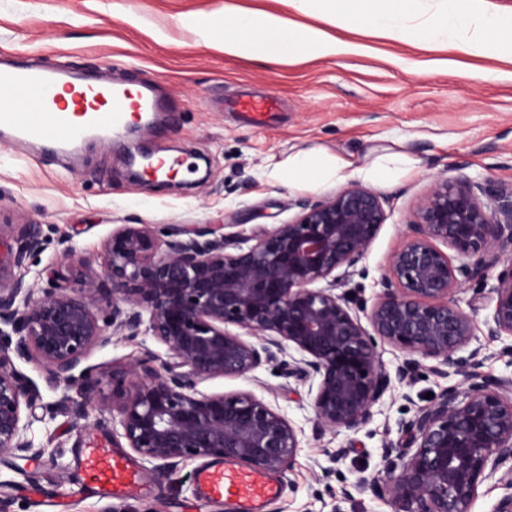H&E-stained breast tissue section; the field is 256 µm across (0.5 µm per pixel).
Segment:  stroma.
<instances>
[{
    "mask_svg": "<svg viewBox=\"0 0 512 512\" xmlns=\"http://www.w3.org/2000/svg\"><path fill=\"white\" fill-rule=\"evenodd\" d=\"M291 16L314 26L318 20L283 0H0V53L18 63H51L98 80L129 85L155 82L170 110L152 113L135 135L114 130L85 138L72 150L47 152L35 142L0 141V238L15 225L40 227L48 244L36 269L84 274L101 272L104 242L120 224H231L242 235L292 220L298 204L340 190L330 182L316 191L288 187L272 175L273 164L309 149L340 155L354 165L369 163L382 149L404 152L411 165L376 191L388 215L346 292L374 301L390 255L402 244L414 208L436 177L464 175L495 185L512 183V54L494 49L480 56L409 41L379 39L336 29L339 39L361 45L356 54L265 64L205 46L183 24L186 17L222 15L225 4ZM484 80L471 78V70ZM271 96L280 103L272 122L254 126L230 103L238 95ZM174 153L188 160L194 177L138 178L130 156ZM72 256L61 261L64 246ZM473 287L457 293L468 306ZM472 347L481 353V375L512 378V357L503 341L489 339L485 321L493 293L483 286ZM165 356L151 337H113L94 349L88 365L99 372L104 392L112 376L144 351ZM17 368L40 389L26 436L43 458L0 457V496L12 512H241L231 500L202 499L194 481L202 462L184 461L168 476L135 459L143 489L111 499L79 488L78 459L92 439L125 452L117 424L99 404L85 419L49 414L62 388L49 386L43 367L20 360ZM463 376H442L423 362L414 381L388 392L372 422L358 433L314 435V412L305 386L289 388L274 367L246 378H216L200 384L205 393L253 391L296 428L299 448L293 467L272 475L280 494L264 512H392L376 492L385 479L386 448L397 445L399 423L426 406V393L440 395ZM345 449L336 457V449Z\"/></svg>",
    "mask_w": 512,
    "mask_h": 512,
    "instance_id": "stroma-1",
    "label": "stroma"
}]
</instances>
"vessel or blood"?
Wrapping results in <instances>:
<instances>
[{
  "label": "vessel or blood",
  "instance_id": "1",
  "mask_svg": "<svg viewBox=\"0 0 512 512\" xmlns=\"http://www.w3.org/2000/svg\"><path fill=\"white\" fill-rule=\"evenodd\" d=\"M21 97L29 100V107L18 105ZM158 106L147 84L133 91L121 82H76L66 68L16 65L0 56V136L17 142L69 146L87 134L124 126L133 113ZM80 468L86 485L115 498L134 494L141 486V475L129 460L103 445L83 449ZM196 483L202 497L236 500L245 512H254L273 492L260 473L225 464L201 468Z\"/></svg>",
  "mask_w": 512,
  "mask_h": 512
}]
</instances>
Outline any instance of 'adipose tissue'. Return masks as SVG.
<instances>
[{
  "label": "adipose tissue",
  "mask_w": 512,
  "mask_h": 512,
  "mask_svg": "<svg viewBox=\"0 0 512 512\" xmlns=\"http://www.w3.org/2000/svg\"><path fill=\"white\" fill-rule=\"evenodd\" d=\"M408 156L390 153L378 156L371 164L352 168L348 159L327 156L315 152H299L289 157L288 167L283 173L289 187L307 190L320 189L328 180H342L348 169H355L363 181L375 183L389 172H396L410 165Z\"/></svg>",
  "instance_id": "obj_1"
}]
</instances>
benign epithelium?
I'll list each match as a JSON object with an SVG mask.
<instances>
[{"label": "benign epithelium", "mask_w": 512, "mask_h": 512, "mask_svg": "<svg viewBox=\"0 0 512 512\" xmlns=\"http://www.w3.org/2000/svg\"><path fill=\"white\" fill-rule=\"evenodd\" d=\"M386 220L381 196L351 184L246 238L221 233L222 224H170L162 238L149 224H120L104 243L102 272L72 279L31 273L44 239L20 225L0 257V454L43 455L26 437L41 394L16 358L75 390L53 410L75 421L94 402L116 412L127 447L160 475L194 458L276 474L294 464L298 432L279 410L250 391L203 393L206 380L274 364L309 385L316 433H357L394 384L411 382L431 360L467 387H447L400 423V464L390 463L379 491L394 512H468L483 481L496 477L512 490V466L504 468L512 463V379L480 375L477 349L460 354L474 336L476 303L467 312L455 300L495 272L488 336L512 337V185L435 179L376 300L336 293ZM114 336H151L169 359L146 351L112 375L106 396L84 363ZM380 343L404 356L393 376Z\"/></svg>", "instance_id": "obj_1"}]
</instances>
